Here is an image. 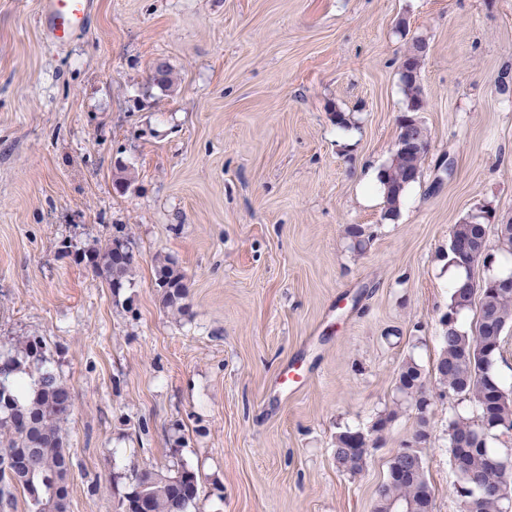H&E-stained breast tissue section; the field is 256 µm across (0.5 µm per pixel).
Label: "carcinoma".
Wrapping results in <instances>:
<instances>
[{
    "mask_svg": "<svg viewBox=\"0 0 512 512\" xmlns=\"http://www.w3.org/2000/svg\"><path fill=\"white\" fill-rule=\"evenodd\" d=\"M403 57L411 66V76L400 78L406 112H421L426 98L419 81L425 56L415 53L409 42ZM153 84L163 92L174 91L172 69L161 65L153 76ZM427 154L414 157L412 166L391 158L380 170L379 182L384 195L383 219L394 220L400 213L407 189L416 183L423 171ZM352 247L362 250L369 241L365 227L351 224L346 229ZM475 235L474 224L465 220L454 225L448 247V264L460 267L458 255L461 240ZM118 237L103 247H91L81 254V260L93 273L103 278L116 293L130 282L135 260L117 258L115 243ZM155 284L161 290L163 307L177 314L185 313V274L168 259L154 265ZM476 308V319L468 329L458 323V315ZM448 313L453 317L449 329L442 330L441 348L433 374H426L414 360L405 362L398 373L396 390L399 398L395 409L378 419L367 430L369 446L381 440L387 423L402 408L421 410L428 397L430 383L474 401L479 408L475 420L454 419L448 433L456 438L471 436L483 428L485 437L463 456V465L473 478L469 498L475 512H504L501 496L484 491L502 483L503 472L491 463L495 455L489 440L503 434L501 425L512 426V393L502 386L497 374L504 331L512 325V290L495 291L481 300L473 297L459 284L452 288ZM47 345L43 338L32 336L20 340L9 350L0 352V366L6 376L0 378V414L9 409L21 417L19 421H0V510L14 507V491L20 489L27 497L28 512H51V500L61 481H70L73 462L68 448L65 425L75 404L71 388L59 372L48 365ZM419 428L414 432L415 458L407 463L391 459L383 484L377 490L373 512H431L432 493L426 477L421 448L427 444L429 432L426 416L418 415ZM362 435L346 430L336 436L333 457L336 466L350 474L362 471V463L351 459L346 449L358 443ZM27 452L29 461L24 473L9 469V463L20 452ZM410 472H402L401 465ZM199 495L198 479L194 472L183 469L174 474L149 468L130 469L129 489L118 502L119 512H137L136 499L149 501L150 512H190Z\"/></svg>",
    "mask_w": 512,
    "mask_h": 512,
    "instance_id": "carcinoma-1",
    "label": "carcinoma"
}]
</instances>
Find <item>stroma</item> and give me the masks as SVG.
I'll return each instance as SVG.
<instances>
[{
	"instance_id": "35a3bbf8",
	"label": "stroma",
	"mask_w": 512,
	"mask_h": 512,
	"mask_svg": "<svg viewBox=\"0 0 512 512\" xmlns=\"http://www.w3.org/2000/svg\"><path fill=\"white\" fill-rule=\"evenodd\" d=\"M414 36L431 151L386 220ZM483 209L512 218V0H94L58 48L40 0H0V349L44 337L75 394L70 512H117L135 464L194 471L192 512H372L417 414L355 475L336 436L392 408L405 360L435 366L451 230ZM120 231L136 266L115 293L77 254ZM159 256L188 318L162 305ZM457 415L474 403L427 413L432 512H460ZM154 277L157 288L161 290L163 307L173 313L184 314L186 296L185 274L169 259L157 260L154 265Z\"/></svg>"
}]
</instances>
